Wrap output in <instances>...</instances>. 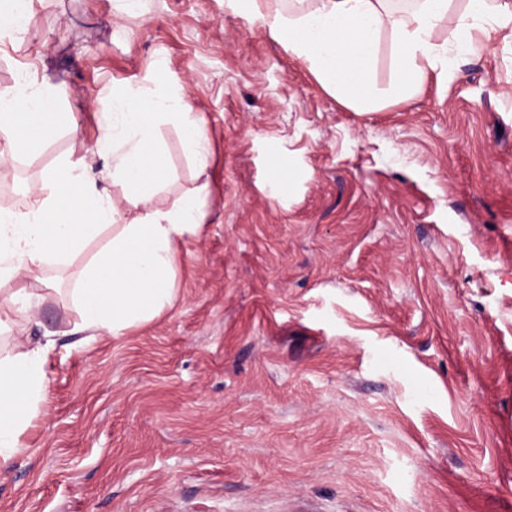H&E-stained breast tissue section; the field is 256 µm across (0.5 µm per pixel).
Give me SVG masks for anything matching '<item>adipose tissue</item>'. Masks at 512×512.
I'll list each match as a JSON object with an SVG mask.
<instances>
[{
  "label": "adipose tissue",
  "instance_id": "ef3b65f1",
  "mask_svg": "<svg viewBox=\"0 0 512 512\" xmlns=\"http://www.w3.org/2000/svg\"><path fill=\"white\" fill-rule=\"evenodd\" d=\"M453 0H414L396 9L393 0H224L231 10L246 9L261 20L268 35L309 63L329 92L347 104L369 107L375 92L369 64L381 37H388L393 63L392 93L417 94L428 71L454 80V59L487 49L483 37L496 28H512V6L501 0H467L453 12ZM453 22L452 39L435 34ZM102 130L95 147L112 152V180L126 190L111 198L84 178L83 161L64 160L29 191L23 211L0 207V327L24 332L35 302L43 294L14 287V280L50 264L64 265L81 253L104 228L112 239L81 270L69 290L80 321L76 328L93 335L119 337L158 315L170 302L175 280L177 243L198 231L203 214L199 192L182 196L172 208L151 207L167 172L157 142L160 124L174 125L185 150L206 168V120L188 100L167 92L129 88L103 101ZM57 89L16 82L0 89V164L38 153L58 131ZM52 339H17L0 346V466L23 455V435L45 398V365Z\"/></svg>",
  "mask_w": 512,
  "mask_h": 512
}]
</instances>
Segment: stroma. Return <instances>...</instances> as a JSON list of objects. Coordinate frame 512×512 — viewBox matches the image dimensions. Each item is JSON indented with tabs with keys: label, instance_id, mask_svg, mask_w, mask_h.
<instances>
[{
	"label": "stroma",
	"instance_id": "obj_1",
	"mask_svg": "<svg viewBox=\"0 0 512 512\" xmlns=\"http://www.w3.org/2000/svg\"><path fill=\"white\" fill-rule=\"evenodd\" d=\"M0 35V89L62 86L58 130L0 206L62 159L122 198L93 152L97 96L166 71L206 119L207 166L160 125L167 185L203 188L171 305L83 342L66 269L29 335L55 342L0 512H512V34L359 112L224 0H32Z\"/></svg>",
	"mask_w": 512,
	"mask_h": 512
}]
</instances>
